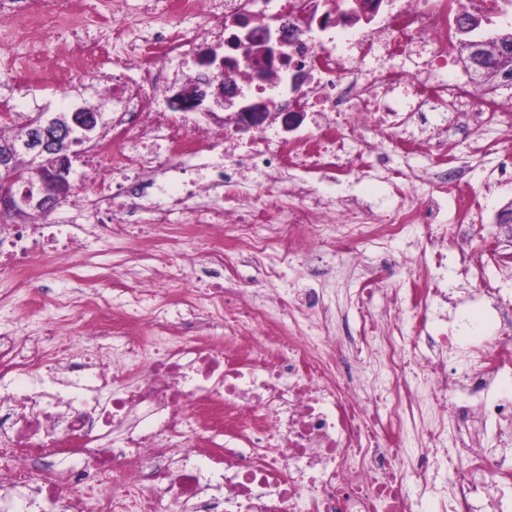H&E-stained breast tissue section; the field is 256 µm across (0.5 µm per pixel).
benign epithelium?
<instances>
[{"label":"benign epithelium","instance_id":"obj_1","mask_svg":"<svg viewBox=\"0 0 512 512\" xmlns=\"http://www.w3.org/2000/svg\"><path fill=\"white\" fill-rule=\"evenodd\" d=\"M198 63L213 66L219 73L229 67L224 60L217 59L216 52L210 48L201 51ZM184 95L198 108L207 97H213L216 104L233 110L234 116L246 127L260 125L272 106L269 100L239 98L224 90L220 80L189 86ZM100 124H104L102 113L82 110L70 113L64 127L56 122V117L45 112L29 119L15 147L0 154V214L23 221L29 212L46 210L69 196L72 158L76 157L72 147L92 140ZM19 151L31 156V163L23 169L15 164V154Z\"/></svg>","mask_w":512,"mask_h":512}]
</instances>
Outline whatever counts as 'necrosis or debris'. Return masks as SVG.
Returning <instances> with one entry per match:
<instances>
[{"label":"necrosis or debris","instance_id":"4bbe7bcc","mask_svg":"<svg viewBox=\"0 0 512 512\" xmlns=\"http://www.w3.org/2000/svg\"><path fill=\"white\" fill-rule=\"evenodd\" d=\"M315 2L0 0V41L26 47L21 72L39 71L47 39L77 75L97 76L107 58L113 69L112 118L87 147L108 166L70 201L80 223L23 224L0 238V273L33 304L43 302L38 282L56 273L83 280L76 256L88 232L126 243L137 198L160 177L188 159L203 169L225 160L195 191L154 206L163 273L113 296L55 298L58 315L35 341L0 333V512H413L404 469L428 489L443 467L458 475L451 512L512 503V394L500 386L512 372V295L484 286L504 327L481 344L448 332V234L435 205L448 197L465 239L472 210L497 187L462 180L448 128L487 116L511 131L512 106L484 76L461 71L453 48L474 24L485 43L512 29V0H406L381 18L376 7L392 0H364V28L343 22L319 39L302 23ZM281 40L285 57L256 78L244 46ZM207 41L236 45L230 90L313 115L312 128L287 138L259 127L238 153L244 138L227 115L178 96L182 84L208 80L194 64ZM446 70L457 78L442 80ZM434 115L424 182L392 166L385 144L390 129L408 134ZM116 167L128 183L121 193ZM350 178L409 188L387 223L371 224L359 221L358 199L334 205L314 188ZM244 184L252 205L225 208ZM228 240L269 278L281 250L309 261L340 242L357 251L401 241L399 255L362 263L357 304L402 269L398 312L410 326L367 314L361 336H338L319 320L320 288L239 309L224 285ZM246 320L259 335L242 336ZM366 350L381 384L348 371ZM477 427L493 431L489 450L476 448ZM411 435L419 452L410 460Z\"/></svg>","mask_w":512,"mask_h":512}]
</instances>
